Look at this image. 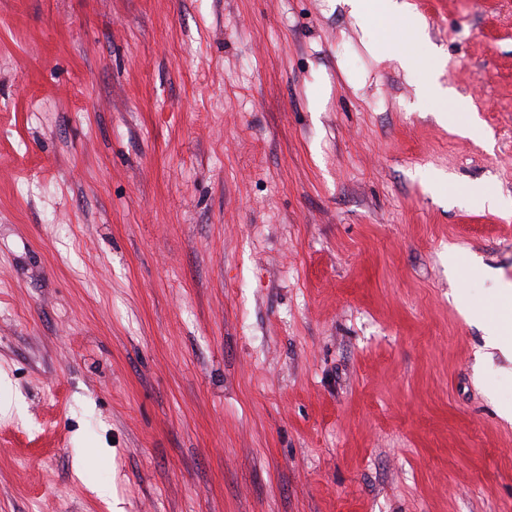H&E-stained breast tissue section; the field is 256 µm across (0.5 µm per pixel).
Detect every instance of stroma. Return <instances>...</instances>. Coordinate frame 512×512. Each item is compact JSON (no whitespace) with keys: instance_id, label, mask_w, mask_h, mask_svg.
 I'll return each mask as SVG.
<instances>
[{"instance_id":"stroma-1","label":"stroma","mask_w":512,"mask_h":512,"mask_svg":"<svg viewBox=\"0 0 512 512\" xmlns=\"http://www.w3.org/2000/svg\"><path fill=\"white\" fill-rule=\"evenodd\" d=\"M410 2L406 70L341 0H0V512H512V0Z\"/></svg>"}]
</instances>
